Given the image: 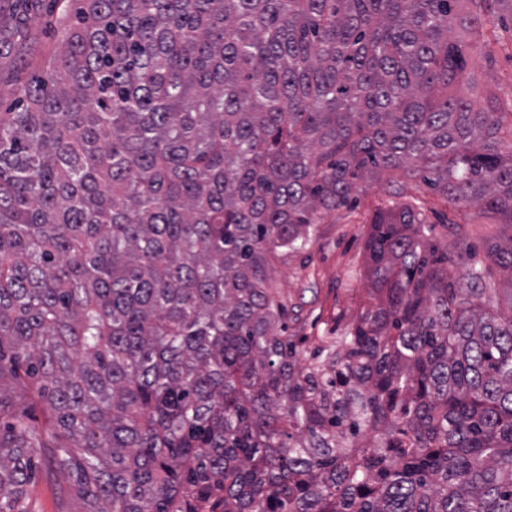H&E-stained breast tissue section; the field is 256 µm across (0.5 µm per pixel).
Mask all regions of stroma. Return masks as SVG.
I'll list each match as a JSON object with an SVG mask.
<instances>
[{
    "label": "stroma",
    "instance_id": "obj_1",
    "mask_svg": "<svg viewBox=\"0 0 512 512\" xmlns=\"http://www.w3.org/2000/svg\"><path fill=\"white\" fill-rule=\"evenodd\" d=\"M31 40V49L21 61L0 67L2 104H9L17 86L30 80L41 62L58 48L56 37L44 28L34 31ZM465 56L466 73L478 84L471 92L477 104L483 106L491 101L498 111L512 112V11L498 10L482 38L469 43ZM395 179L399 201L421 200L430 223L441 224L448 205L439 194L430 190L420 177L401 172ZM388 198L386 180L362 181L355 200L318 225L309 250L289 257L287 263L272 271V284L288 299L291 330L313 336L323 323L337 318L346 324L353 321L361 302L368 298L363 275L365 234L373 214ZM499 231V225L490 217L462 225L459 244L453 251V274L464 275L479 266L487 282L499 292L512 288V278L486 258V249ZM67 483L63 472L42 468L29 487L31 512H68V504L59 495L60 487Z\"/></svg>",
    "mask_w": 512,
    "mask_h": 512
}]
</instances>
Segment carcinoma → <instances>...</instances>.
Listing matches in <instances>:
<instances>
[{"label":"carcinoma","instance_id":"obj_1","mask_svg":"<svg viewBox=\"0 0 512 512\" xmlns=\"http://www.w3.org/2000/svg\"><path fill=\"white\" fill-rule=\"evenodd\" d=\"M79 2L0 112V512L43 462L76 512H512V295L421 205L374 213L350 324L288 332L269 276L405 171L512 277V124L448 39L495 0ZM471 223L461 224L459 244L453 249L452 272L459 276L467 274L474 265L482 267L487 282L492 288H498V293L503 295V292L511 288L508 274L485 257L486 248L495 241L502 227L495 224L491 217L472 218Z\"/></svg>","mask_w":512,"mask_h":512}]
</instances>
